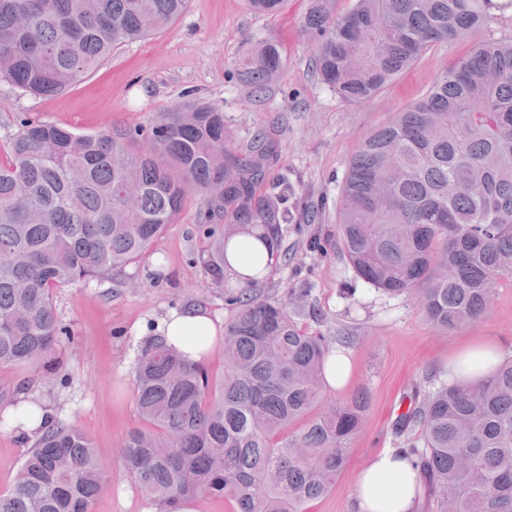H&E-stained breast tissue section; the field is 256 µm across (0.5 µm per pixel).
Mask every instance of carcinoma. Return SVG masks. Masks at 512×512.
<instances>
[{
	"mask_svg": "<svg viewBox=\"0 0 512 512\" xmlns=\"http://www.w3.org/2000/svg\"><path fill=\"white\" fill-rule=\"evenodd\" d=\"M188 0H0V82L55 96L119 45L156 34ZM512 0H356L343 15L310 0L301 30L321 80L365 103L441 42L465 41ZM261 93L279 75L274 43L239 61ZM224 112L201 101L164 113L146 134H78L27 121L0 161V367H42L69 330L54 296L102 282L145 258L194 192L212 284L224 287V218L262 224L275 245L287 223L277 198L257 195L272 146L258 134L231 152ZM356 275L413 295L443 330L477 322L512 275V39L486 41L438 75L417 102L361 142L343 181L337 225ZM224 372L215 380L174 348L138 359L134 397L144 422L122 465L154 512L197 496L233 512H307L344 470L369 401L319 411L325 337L249 288L229 292ZM420 440L426 512H512V359L474 382H451L401 415ZM110 486L97 449L56 423L0 495V512H93Z\"/></svg>",
	"mask_w": 512,
	"mask_h": 512,
	"instance_id": "obj_1",
	"label": "carcinoma"
}]
</instances>
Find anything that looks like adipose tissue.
Instances as JSON below:
<instances>
[{"label":"adipose tissue","mask_w":512,"mask_h":512,"mask_svg":"<svg viewBox=\"0 0 512 512\" xmlns=\"http://www.w3.org/2000/svg\"><path fill=\"white\" fill-rule=\"evenodd\" d=\"M264 231V226L259 224L235 225L227 230L226 274L243 271L240 249L248 244L259 254L264 273H271L276 249L273 244L258 241V234ZM150 334L188 354L190 360L200 361L221 341L224 328L219 319L206 310L184 307L159 318L152 324ZM503 358L504 350L499 344H471L449 362L448 376L458 381H475L492 373ZM31 408L37 411L32 418L27 415ZM0 414L12 418V431L22 442L37 440L57 419L55 409L29 388L1 407ZM421 492L419 470L412 458L398 450L384 448L373 453L359 469L353 498L356 512H415Z\"/></svg>","instance_id":"adipose-tissue-1"}]
</instances>
